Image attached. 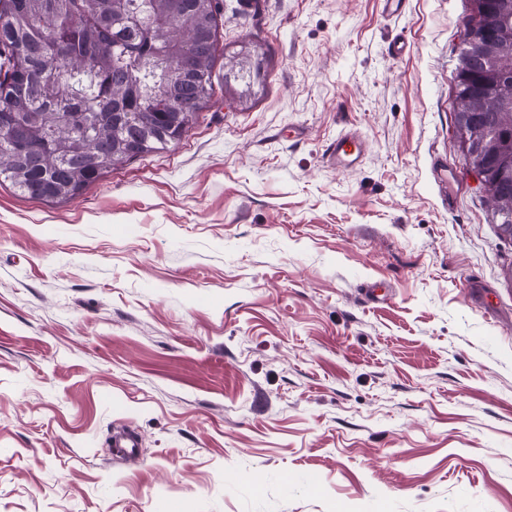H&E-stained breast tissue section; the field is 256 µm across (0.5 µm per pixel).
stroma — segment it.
Segmentation results:
<instances>
[{
	"label": "stroma",
	"instance_id": "1",
	"mask_svg": "<svg viewBox=\"0 0 512 512\" xmlns=\"http://www.w3.org/2000/svg\"><path fill=\"white\" fill-rule=\"evenodd\" d=\"M470 8L223 0L178 144L63 204L0 184V512H512V239L455 139ZM243 50L258 77L225 82ZM363 144L352 133H343L336 137L327 149V159L345 169L356 167L363 156ZM111 444L114 455L137 457L140 455L141 439L132 431H120L112 434Z\"/></svg>",
	"mask_w": 512,
	"mask_h": 512
}]
</instances>
